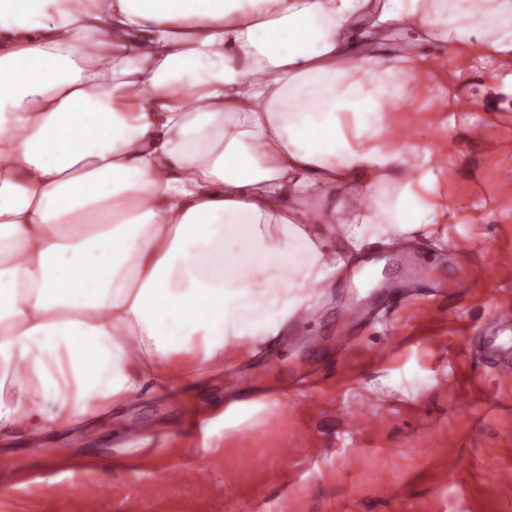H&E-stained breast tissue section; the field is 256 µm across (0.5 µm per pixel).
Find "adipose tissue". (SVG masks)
Returning a JSON list of instances; mask_svg holds the SVG:
<instances>
[{"label": "adipose tissue", "mask_w": 512, "mask_h": 512, "mask_svg": "<svg viewBox=\"0 0 512 512\" xmlns=\"http://www.w3.org/2000/svg\"><path fill=\"white\" fill-rule=\"evenodd\" d=\"M436 41L512 94V0H0V436L192 384L359 249L433 232L394 117Z\"/></svg>", "instance_id": "ef3b65f1"}]
</instances>
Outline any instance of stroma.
I'll list each match as a JSON object with an SVG mask.
<instances>
[{
    "label": "stroma",
    "mask_w": 512,
    "mask_h": 512,
    "mask_svg": "<svg viewBox=\"0 0 512 512\" xmlns=\"http://www.w3.org/2000/svg\"><path fill=\"white\" fill-rule=\"evenodd\" d=\"M455 56L416 79L407 104L415 144L439 153L435 194L442 224L415 241L429 270L426 318L409 306L379 307L350 344L344 308L381 298L360 288L353 266L294 330L255 344L247 358L203 370L186 393L148 391L107 417L46 428L36 446H0V512H512L498 475L512 471V334L492 316L512 309V106L490 97L483 112H438L454 85L480 94ZM486 282L460 288L465 266ZM268 398L264 417L235 432L198 430L207 409ZM139 439H132V432ZM293 448L284 457V448ZM196 468L168 482L172 468ZM103 486L84 496L83 484Z\"/></svg>",
    "instance_id": "obj_1"
}]
</instances>
